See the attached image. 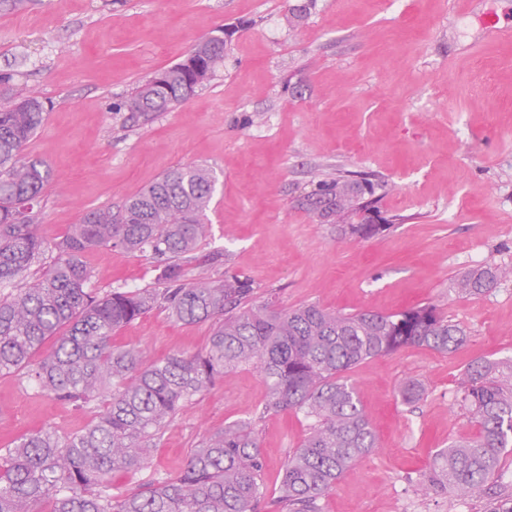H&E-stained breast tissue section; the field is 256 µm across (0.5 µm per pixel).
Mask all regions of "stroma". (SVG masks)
I'll list each match as a JSON object with an SVG mask.
<instances>
[{
    "instance_id": "obj_1",
    "label": "stroma",
    "mask_w": 512,
    "mask_h": 512,
    "mask_svg": "<svg viewBox=\"0 0 512 512\" xmlns=\"http://www.w3.org/2000/svg\"><path fill=\"white\" fill-rule=\"evenodd\" d=\"M0 0V72L33 86L45 119L24 153L59 176L40 203L39 232L59 241L86 210L115 207L164 172L198 164L217 182L199 252L223 265L191 264L214 280L240 274L274 292L282 308L315 302L331 311L394 313L438 305L468 333L452 355L407 347L354 368L380 445L346 470L323 512H395L414 496L438 449L473 432L460 404L464 369L512 359V281L480 298L459 296L453 276L512 263V39L492 36L490 12L512 27V0ZM231 28L223 67L180 107L143 117L124 111L133 88L181 62L201 39ZM357 170L384 180V214L406 223L362 240L318 220L301 199L314 178ZM89 288L157 287L149 257L118 248L84 253ZM206 323L155 309L118 330V346L149 359L201 350ZM412 380L422 399L404 404ZM244 367L183 406L148 468L114 475L121 488L176 474L192 448L251 416L266 396ZM96 408L75 410L26 374H0V448L22 434L61 436L86 427ZM308 432L281 413L260 425L268 497Z\"/></svg>"
}]
</instances>
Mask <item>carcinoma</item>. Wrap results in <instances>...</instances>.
Here are the masks:
<instances>
[{"label":"carcinoma","mask_w":512,"mask_h":512,"mask_svg":"<svg viewBox=\"0 0 512 512\" xmlns=\"http://www.w3.org/2000/svg\"><path fill=\"white\" fill-rule=\"evenodd\" d=\"M225 43L198 41L190 60L163 69L165 84L139 85L131 112H167L184 102L224 63ZM0 374L26 371L45 392L83 408L100 407L79 432L22 435L0 454V512H259L265 500V462L257 423L271 412L311 420L308 436L289 452L275 512H321L320 500L356 462L379 450L370 417L349 382L361 363L401 348L425 346L452 354L467 332L437 305L394 314L330 311L317 303L277 309L256 302L254 282L235 275L214 283L187 279L191 255L207 232L203 219L216 176L206 166L185 165L161 175L117 210L84 214L54 243L57 258L28 282H19L49 249L34 224V207L58 182L48 163L22 156L44 121L32 90H17L0 72ZM379 185L350 171L317 183L311 206L336 219L342 231L368 239L395 224L382 215ZM362 212L377 224H351ZM109 246L151 257L158 289L88 288L82 261ZM512 278L511 265L485 264L458 273L461 295L485 296ZM162 305L185 324L211 323L195 354L150 361L136 347H118L112 334ZM52 348L42 352L48 341ZM244 365L264 379L268 395L255 417L207 435L170 478L117 489L112 475L150 464L163 429L185 404ZM423 395L406 381L404 402ZM461 402L477 428L474 436L442 448L420 491L493 500L491 512H512V488L494 482L512 451V362H471L461 382Z\"/></svg>","instance_id":"carcinoma-1"}]
</instances>
